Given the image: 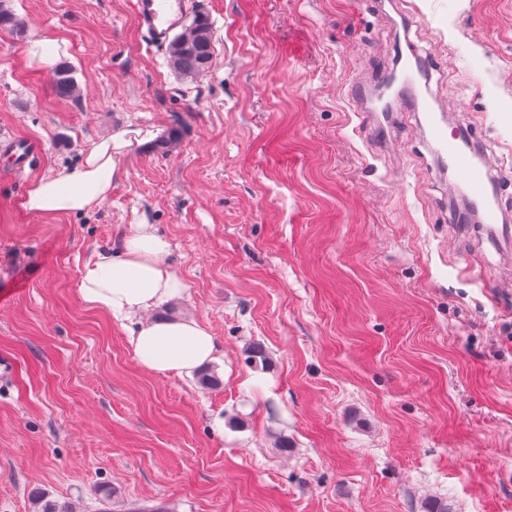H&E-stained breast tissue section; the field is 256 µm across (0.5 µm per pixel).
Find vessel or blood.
<instances>
[{
    "instance_id": "1",
    "label": "vessel or blood",
    "mask_w": 512,
    "mask_h": 512,
    "mask_svg": "<svg viewBox=\"0 0 512 512\" xmlns=\"http://www.w3.org/2000/svg\"><path fill=\"white\" fill-rule=\"evenodd\" d=\"M184 9V0H135L134 13L148 43L164 46L177 28ZM421 112L433 151L441 162L458 177V188L471 202L484 211L489 226L499 222L497 208L489 202L490 174L476 144L465 143L460 136L449 134L443 116L429 102H422Z\"/></svg>"
}]
</instances>
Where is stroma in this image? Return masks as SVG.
<instances>
[{"label": "stroma", "instance_id": "1", "mask_svg": "<svg viewBox=\"0 0 512 512\" xmlns=\"http://www.w3.org/2000/svg\"><path fill=\"white\" fill-rule=\"evenodd\" d=\"M190 3L215 44L194 80L132 0H11L0 134L40 151L21 171L0 153V512H35V490L97 512L105 485L112 512H512V0ZM43 35L79 97L30 64ZM410 43L419 97L494 166L502 232L458 223L415 106L367 100ZM128 127L157 136L99 207L25 209ZM138 222L189 285L153 315L209 330L217 388L142 369L79 296ZM53 87L56 94L60 97H77V83L73 76V69L65 62L60 63L54 68Z\"/></svg>", "mask_w": 512, "mask_h": 512}]
</instances>
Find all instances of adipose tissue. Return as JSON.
Returning a JSON list of instances; mask_svg holds the SVG:
<instances>
[{"mask_svg":"<svg viewBox=\"0 0 512 512\" xmlns=\"http://www.w3.org/2000/svg\"><path fill=\"white\" fill-rule=\"evenodd\" d=\"M152 136V131L139 129L113 133L96 143L71 171L36 180L25 208L45 216L91 209L110 196L122 175L124 159ZM169 247L154 225H128L116 248L98 253L84 265L78 292L88 307L108 313L126 330L140 367L155 374L189 376L216 359L217 346L210 332L191 317L143 319L148 311L188 290L166 261Z\"/></svg>","mask_w":512,"mask_h":512,"instance_id":"ef3b65f1","label":"adipose tissue"}]
</instances>
